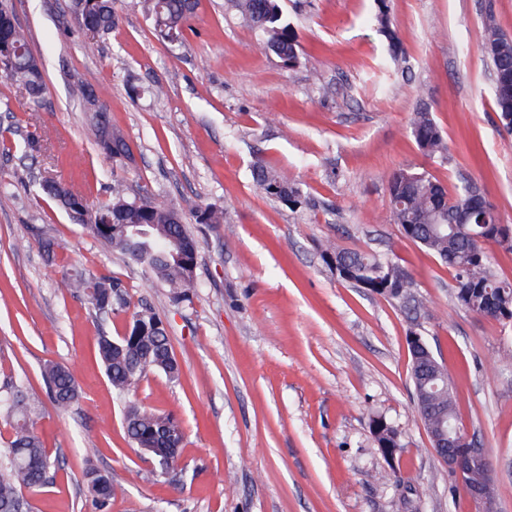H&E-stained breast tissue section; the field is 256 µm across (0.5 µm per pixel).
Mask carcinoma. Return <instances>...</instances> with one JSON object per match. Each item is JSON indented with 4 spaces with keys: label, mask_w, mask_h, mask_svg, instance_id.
Masks as SVG:
<instances>
[{
    "label": "carcinoma",
    "mask_w": 512,
    "mask_h": 512,
    "mask_svg": "<svg viewBox=\"0 0 512 512\" xmlns=\"http://www.w3.org/2000/svg\"><path fill=\"white\" fill-rule=\"evenodd\" d=\"M241 17L265 36L261 49L275 55L283 66L293 68L300 63V45L294 27L284 18L280 0H229ZM131 9L141 8L152 19L154 34L171 45H180L197 16L199 0H129ZM71 14L86 33L93 37L109 34L118 26L119 16L112 0H71ZM0 75L23 91L33 107L41 106L44 84L39 59L32 52L24 30L18 25L10 0H0ZM379 35L384 37L392 63H407V54L391 19L387 0H378L371 19ZM483 54L493 65L494 101L503 128L512 132V97L503 96L501 86L512 80V38L503 34L493 20L485 24L481 41ZM84 109L92 113L99 152L112 162V170L123 169L132 159L126 140L112 130L101 91L89 87L83 92ZM410 132L419 148L429 157L444 156L447 147L431 112L415 109ZM253 180L266 197L292 209L308 205L300 188L284 172L272 170L260 162L252 170ZM389 209L392 220L404 234L435 253L455 272V299L464 309L502 321H512V281L495 274L486 247L467 234L452 230L438 231L437 224L450 225L459 210L469 204L476 186L464 183L454 192L426 172L409 167L394 170L387 180ZM42 193L93 238L148 271L169 289L174 303L192 301L196 278L185 263H197V245L183 224L182 212L172 203L159 200L148 185L139 186L129 195L123 180H112L109 199L90 205L74 187L50 180L41 186ZM199 224L224 223V211L215 207L194 209ZM470 231L492 241L494 231L512 226L502 223L493 204L482 206L471 216ZM114 224H146L149 235L112 231ZM35 239L47 261L55 263L59 244L42 228H32ZM325 255L346 268L345 280L360 288L384 294L392 299H405L411 282L399 266L364 252L330 245ZM61 287L81 293L94 310L116 315L127 307L122 282L112 276L62 271ZM134 321L148 328L144 336H121L114 339L102 335L98 352L105 374L114 390L127 396L150 371H162L169 378L179 376V365L171 350L161 322L148 312L135 314ZM428 344L411 346V371L419 414L427 432L435 433L457 420L450 385L441 371L430 367ZM47 394L60 412L72 408L81 396L74 372L66 365L48 363L42 370ZM38 400L23 379L10 378L0 386V411L10 424V435L0 448V512H32L25 497L27 491H38L53 484L57 461L51 459L36 430L34 416ZM127 436L137 448L165 468L152 469L143 475L150 481L174 470L184 441L178 421L170 414H160L130 403L124 412ZM370 428L378 445L391 443L397 430L384 418L371 420ZM86 497L96 512H107L115 489L112 474L87 462L83 471Z\"/></svg>",
    "instance_id": "cac0c4a2"
}]
</instances>
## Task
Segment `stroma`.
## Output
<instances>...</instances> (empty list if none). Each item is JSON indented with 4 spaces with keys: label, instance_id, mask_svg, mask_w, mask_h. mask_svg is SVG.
<instances>
[{
    "label": "stroma",
    "instance_id": "stroma-1",
    "mask_svg": "<svg viewBox=\"0 0 512 512\" xmlns=\"http://www.w3.org/2000/svg\"><path fill=\"white\" fill-rule=\"evenodd\" d=\"M114 0L122 19L89 48L70 0H12L46 85L40 108L0 77V382L28 378L45 395L44 364L71 366L82 397L66 415L44 403L36 428L59 461L55 483L32 493L35 512H94L85 457L116 487L110 512H475L459 477L431 449L416 413L408 338L418 334L447 369L458 420L481 444L497 494L512 512V322L465 310L453 272L394 224L387 178L427 171L447 188L470 181L512 225V133L495 110L484 23L512 37V0H389L411 75L385 69L387 44L370 18L376 0H281L301 49L283 68L262 33L200 0L182 45L159 41L144 11ZM161 84L163 97L150 94ZM102 88L114 131L130 145L120 172L99 157L83 85ZM426 104L448 146L425 157L410 118ZM37 132L35 151L20 147ZM288 172L311 200L293 210L255 186V162ZM180 205L197 241L200 286L172 306L140 266L89 236L41 193L68 182L107 200L113 175ZM197 206L223 209L218 226ZM60 245L48 263L31 227ZM391 261L409 275L418 311L341 280L327 243ZM121 280L129 312L96 313L58 286L62 269ZM162 322L178 379L151 372L129 401L100 364L101 333L118 337L133 312ZM175 415L185 438L174 475L126 436L127 402ZM381 416L403 449L388 463L370 430ZM426 494L415 499L408 483Z\"/></svg>",
    "mask_w": 512,
    "mask_h": 512
}]
</instances>
